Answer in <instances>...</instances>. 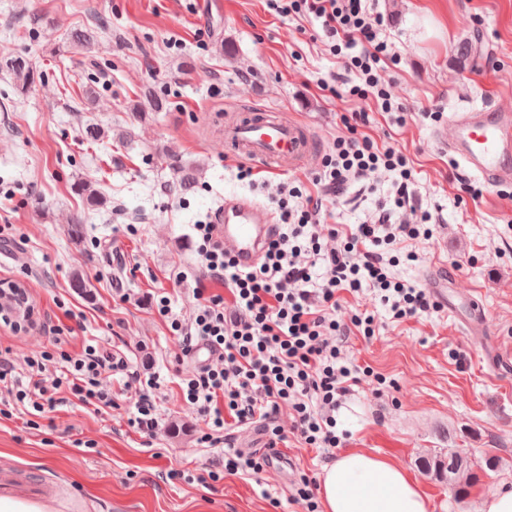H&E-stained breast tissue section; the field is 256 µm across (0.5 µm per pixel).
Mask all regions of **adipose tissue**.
Instances as JSON below:
<instances>
[{
    "mask_svg": "<svg viewBox=\"0 0 512 512\" xmlns=\"http://www.w3.org/2000/svg\"><path fill=\"white\" fill-rule=\"evenodd\" d=\"M323 512H428L419 481L387 458L360 450L341 452L318 479Z\"/></svg>",
    "mask_w": 512,
    "mask_h": 512,
    "instance_id": "adipose-tissue-1",
    "label": "adipose tissue"
}]
</instances>
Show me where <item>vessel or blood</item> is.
<instances>
[{
	"label": "vessel or blood",
	"instance_id": "1",
	"mask_svg": "<svg viewBox=\"0 0 512 512\" xmlns=\"http://www.w3.org/2000/svg\"><path fill=\"white\" fill-rule=\"evenodd\" d=\"M224 150L234 157L280 172L306 168L314 140L297 120L257 109L227 115L220 129ZM439 147L487 185H512V113L488 107L456 113L450 127L436 132ZM226 253L241 266L258 262L276 231L274 215L262 204L233 194L214 213Z\"/></svg>",
	"mask_w": 512,
	"mask_h": 512
}]
</instances>
